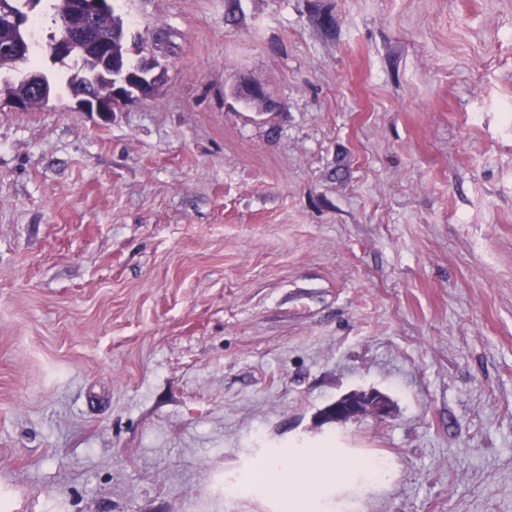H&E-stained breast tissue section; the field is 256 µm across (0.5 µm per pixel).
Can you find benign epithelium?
Wrapping results in <instances>:
<instances>
[{"instance_id":"benign-epithelium-1","label":"benign epithelium","mask_w":512,"mask_h":512,"mask_svg":"<svg viewBox=\"0 0 512 512\" xmlns=\"http://www.w3.org/2000/svg\"><path fill=\"white\" fill-rule=\"evenodd\" d=\"M106 0H83L76 5L75 14L65 21L60 37L55 41L52 50L59 56L70 54L73 42L84 38L99 15L107 11ZM157 62L153 58L146 59L142 69L127 71L112 61L111 93L107 97L98 96L85 87H78L74 93L78 107L84 112H96L106 116L113 112L115 106L137 97H146L154 93L157 75L153 73ZM390 405L376 392H360L342 396L327 406L321 413L327 422L356 419L366 415L383 418L389 413Z\"/></svg>"}]
</instances>
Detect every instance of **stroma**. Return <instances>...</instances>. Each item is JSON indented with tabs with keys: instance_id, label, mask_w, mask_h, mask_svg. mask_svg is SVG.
<instances>
[{
	"instance_id": "1",
	"label": "stroma",
	"mask_w": 512,
	"mask_h": 512,
	"mask_svg": "<svg viewBox=\"0 0 512 512\" xmlns=\"http://www.w3.org/2000/svg\"><path fill=\"white\" fill-rule=\"evenodd\" d=\"M117 12L155 95L0 105V512H279L335 441L355 512H512V0ZM389 409V403L380 394L360 392L336 399L324 409L321 417L327 422L356 419L366 415L383 418L389 413ZM372 456L355 455L336 442V450L325 448L320 453H313L308 448H295L286 459L262 462L258 471L262 484L278 496L285 512L332 511L326 506L323 492L335 487L336 512H345L346 503L338 496L347 492L360 495L372 484L385 482L398 470L395 461L385 460L377 469L380 476L376 477ZM302 508L306 510H300Z\"/></svg>"
}]
</instances>
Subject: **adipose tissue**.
Returning <instances> with one entry per match:
<instances>
[{
    "label": "adipose tissue",
    "instance_id": "obj_1",
    "mask_svg": "<svg viewBox=\"0 0 512 512\" xmlns=\"http://www.w3.org/2000/svg\"><path fill=\"white\" fill-rule=\"evenodd\" d=\"M258 470L283 512H345L344 494H361L377 479L395 475L398 465L391 460L376 465L371 456L340 447L318 453L298 448L287 458L262 462Z\"/></svg>",
    "mask_w": 512,
    "mask_h": 512
}]
</instances>
